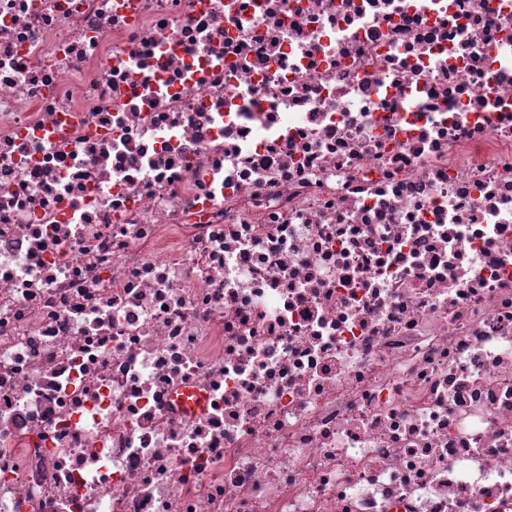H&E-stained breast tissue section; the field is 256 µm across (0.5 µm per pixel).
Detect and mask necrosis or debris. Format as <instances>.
I'll return each instance as SVG.
<instances>
[{"instance_id": "1", "label": "necrosis or debris", "mask_w": 512, "mask_h": 512, "mask_svg": "<svg viewBox=\"0 0 512 512\" xmlns=\"http://www.w3.org/2000/svg\"><path fill=\"white\" fill-rule=\"evenodd\" d=\"M512 506V0H0V512Z\"/></svg>"}]
</instances>
